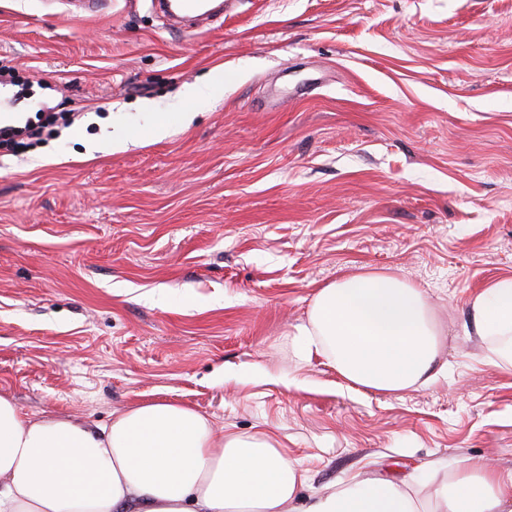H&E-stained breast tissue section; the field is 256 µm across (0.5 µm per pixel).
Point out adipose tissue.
<instances>
[{"instance_id":"ef3b65f1","label":"adipose tissue","mask_w":512,"mask_h":512,"mask_svg":"<svg viewBox=\"0 0 512 512\" xmlns=\"http://www.w3.org/2000/svg\"><path fill=\"white\" fill-rule=\"evenodd\" d=\"M485 360L512 371V275L465 302ZM292 341L346 388L395 394L441 373L443 331L423 289L365 270L319 289ZM306 475L268 437L215 433L208 417L164 400L109 425L35 418L0 395V512H512V470L464 460L442 478L358 475L301 491Z\"/></svg>"}]
</instances>
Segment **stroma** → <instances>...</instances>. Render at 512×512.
Listing matches in <instances>:
<instances>
[{"instance_id": "stroma-1", "label": "stroma", "mask_w": 512, "mask_h": 512, "mask_svg": "<svg viewBox=\"0 0 512 512\" xmlns=\"http://www.w3.org/2000/svg\"><path fill=\"white\" fill-rule=\"evenodd\" d=\"M1 56L35 84L0 85V123L85 114L0 150L1 395L100 425L189 405L276 436L311 491L512 468V373L464 310L512 274V0H228L193 36L152 0H0ZM367 269L437 304L432 385L353 392L296 355L317 289Z\"/></svg>"}]
</instances>
